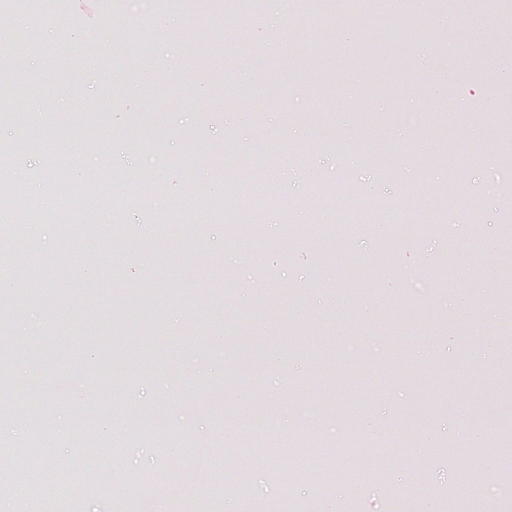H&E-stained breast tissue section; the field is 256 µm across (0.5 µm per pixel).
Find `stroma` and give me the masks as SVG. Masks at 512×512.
Listing matches in <instances>:
<instances>
[{
    "label": "stroma",
    "mask_w": 512,
    "mask_h": 512,
    "mask_svg": "<svg viewBox=\"0 0 512 512\" xmlns=\"http://www.w3.org/2000/svg\"><path fill=\"white\" fill-rule=\"evenodd\" d=\"M37 2L70 35L41 33L27 63L39 91L17 96L26 122H0V143L44 228L39 263L18 276L45 293L9 334L43 359L12 364L0 443L24 446L23 406L40 405L41 482L70 468L66 496L79 512L119 502L282 512L290 498L312 512L341 482L350 494L335 512H419L429 500L444 512L459 495L512 512L488 489L512 476L501 461L512 435V204L472 196L512 161V0H431L425 11L406 2L390 23L351 0H318L305 28L294 24L298 0H285L279 26L249 28L267 49L248 86L233 70L224 32L236 16L221 0H161L164 25L126 0H97L90 19L82 0ZM444 13L459 22L436 26ZM109 23L148 45L101 37ZM310 43L314 65L297 70ZM71 52L83 64L59 74ZM131 64L157 81L149 100L130 87L113 94ZM87 112L104 132L97 150L85 143ZM410 112L425 125L407 124ZM50 147L82 174L108 170L97 234L63 238ZM156 150L167 167L147 166ZM272 154L292 178H264ZM450 206L466 223L429 229L432 211ZM186 209L190 223L160 236ZM343 218L364 227L346 238ZM243 222L263 225L274 258L229 233ZM415 278L432 290L416 293ZM138 288L151 289L149 304ZM307 401L312 423L300 416ZM144 408L157 413L150 437L130 424ZM466 424L483 427L481 453L458 448ZM101 426L126 434L124 447L82 457L79 432ZM383 460L380 484L370 473ZM298 461L308 479L283 483ZM471 468L482 478L462 485ZM91 472L105 475L104 490L85 495Z\"/></svg>",
    "instance_id": "1"
}]
</instances>
